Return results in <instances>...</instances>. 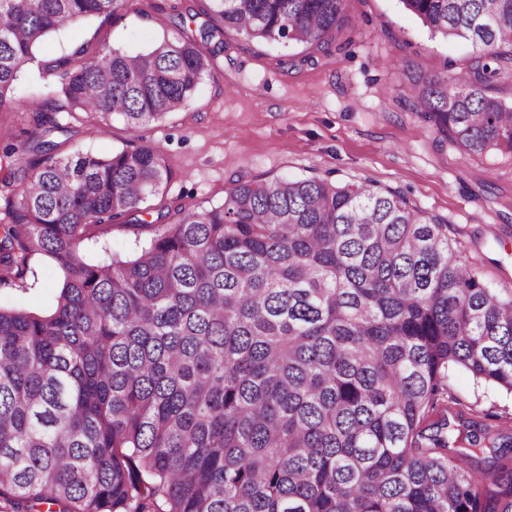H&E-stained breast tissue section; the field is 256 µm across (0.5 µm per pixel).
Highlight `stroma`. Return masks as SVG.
Here are the masks:
<instances>
[{
  "instance_id": "35a3bbf8",
  "label": "stroma",
  "mask_w": 512,
  "mask_h": 512,
  "mask_svg": "<svg viewBox=\"0 0 512 512\" xmlns=\"http://www.w3.org/2000/svg\"><path fill=\"white\" fill-rule=\"evenodd\" d=\"M141 13L95 18L51 34L23 65L14 96L33 100L56 83L46 63L84 42L132 53L176 34L177 15L204 23V0H143ZM350 24L327 51L306 60L288 49L228 34L188 109L131 132L122 119L79 112L60 153L79 147L108 155L131 144L155 148L172 178L150 196L151 219L176 207L223 203L234 180L318 175L340 183L401 189L418 209L448 226L464 258L494 289L512 288V155L463 152L405 104L406 70L432 76L472 62L464 40L431 35L401 0H348ZM150 231L125 220L93 227L80 245L89 262L134 255ZM62 282L50 258L33 256L23 287L0 288V303L49 307ZM448 393L477 419L512 414V394L465 371L448 372Z\"/></svg>"
}]
</instances>
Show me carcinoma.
<instances>
[{"mask_svg": "<svg viewBox=\"0 0 512 512\" xmlns=\"http://www.w3.org/2000/svg\"><path fill=\"white\" fill-rule=\"evenodd\" d=\"M211 22L129 53L80 44L53 97L0 155L13 197L0 286L50 257L42 311L0 305V512H512V417L448 412V371L512 393V289L486 286L448 225L403 191L325 177L239 179L224 202L139 217L171 178L135 144L55 154L56 115L133 130L189 107L232 32L328 48L347 0H208ZM464 39L467 72L407 75L406 106L471 155L512 154V105L491 95L512 0H400ZM138 0H0V108L45 38ZM152 237L89 263L91 227Z\"/></svg>", "mask_w": 512, "mask_h": 512, "instance_id": "1", "label": "carcinoma"}]
</instances>
